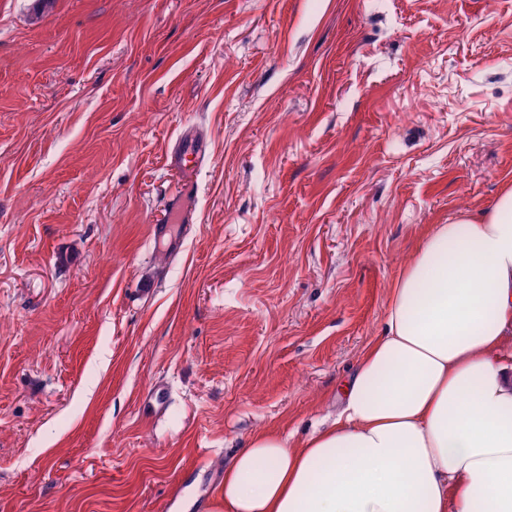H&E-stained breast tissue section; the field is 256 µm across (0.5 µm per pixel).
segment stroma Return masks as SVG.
I'll use <instances>...</instances> for the list:
<instances>
[{"label":"stroma","instance_id":"obj_1","mask_svg":"<svg viewBox=\"0 0 512 512\" xmlns=\"http://www.w3.org/2000/svg\"><path fill=\"white\" fill-rule=\"evenodd\" d=\"M507 187L512 0H0V512H206ZM200 156L198 141L193 138H185L180 147L166 154V162L172 168L183 171L186 175V181L181 185V196L170 210L172 219L177 216L180 222H183L184 218L188 215L187 212H184L185 202L195 193L193 175Z\"/></svg>","mask_w":512,"mask_h":512}]
</instances>
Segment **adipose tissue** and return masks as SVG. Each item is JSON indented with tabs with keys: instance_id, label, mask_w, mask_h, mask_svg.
<instances>
[{
	"instance_id": "obj_1",
	"label": "adipose tissue",
	"mask_w": 512,
	"mask_h": 512,
	"mask_svg": "<svg viewBox=\"0 0 512 512\" xmlns=\"http://www.w3.org/2000/svg\"><path fill=\"white\" fill-rule=\"evenodd\" d=\"M224 512H512V189L433 225L329 427L252 435Z\"/></svg>"
}]
</instances>
